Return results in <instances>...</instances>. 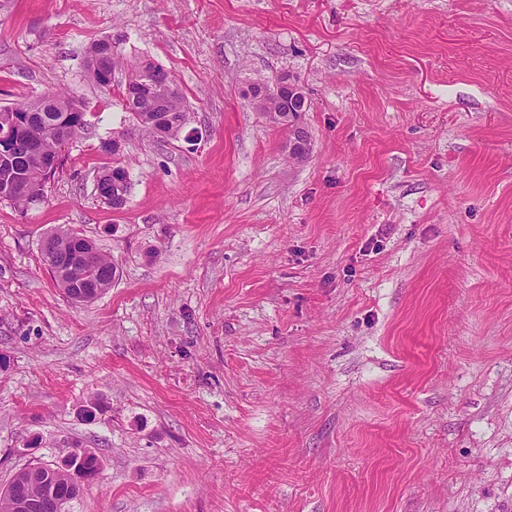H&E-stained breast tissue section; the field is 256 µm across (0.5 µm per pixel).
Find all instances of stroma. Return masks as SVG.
Instances as JSON below:
<instances>
[{
  "label": "stroma",
  "instance_id": "1",
  "mask_svg": "<svg viewBox=\"0 0 512 512\" xmlns=\"http://www.w3.org/2000/svg\"><path fill=\"white\" fill-rule=\"evenodd\" d=\"M100 39L175 75L177 136L89 78ZM283 73L301 161L245 94ZM49 91L87 126L0 201V484L77 445L69 512H512V0H0V107ZM59 227L99 299L44 266ZM130 188V178L124 160L121 158L112 159V180L106 176L100 184L96 185L98 196L104 201L112 200L113 206H120L127 200ZM90 252V263L86 276L77 274L68 278H60L59 269L62 267L69 273L82 269L85 263L83 253ZM41 256L44 265L53 274L57 284L63 288L67 296L75 302H90L98 298L112 286L117 268L112 258L100 252L92 241L71 229L58 228L47 234L41 242Z\"/></svg>",
  "mask_w": 512,
  "mask_h": 512
}]
</instances>
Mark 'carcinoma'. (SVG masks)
<instances>
[{
  "instance_id": "1",
  "label": "carcinoma",
  "mask_w": 512,
  "mask_h": 512,
  "mask_svg": "<svg viewBox=\"0 0 512 512\" xmlns=\"http://www.w3.org/2000/svg\"><path fill=\"white\" fill-rule=\"evenodd\" d=\"M122 66L124 62L116 55L103 58L91 56L87 61V70L94 80L97 79L98 68L109 67L114 70ZM129 79L134 81V85L142 87L140 94L134 96L133 102L126 105V108L135 115L143 131L152 137L157 136L153 122L158 121L162 124L165 137L177 135L186 124L187 112L185 97L180 88H175L171 95L166 93V87L173 79L172 73L153 62H141L130 66ZM37 102L46 111L48 121L31 126L25 137L15 144V154L20 156L16 167L21 177L16 192L4 197V200L23 209L45 199L41 167L35 158L27 154L28 141L41 140L60 147L75 138L86 125V120L80 115L66 112L72 98L65 94L52 92L39 97ZM263 110L272 123L292 129L291 141L296 145V158L304 157L308 151L307 136L298 126L299 114L288 111V99L270 96L266 98ZM129 188V172L124 160L112 159V177H106L96 185L98 196L119 206L127 200ZM77 251L90 252L86 276L77 274L60 278L59 269L64 260ZM41 256L57 284L71 300L79 303L93 301L103 294L112 286L117 272L110 256L100 252L92 241L71 229L58 228L47 234L41 242ZM97 461L98 456L91 453L81 460H74L68 468L55 471L49 479L55 486V494L51 498L44 496V484L32 481L26 469L17 472L13 482L21 485L30 498L42 500L41 512H66L68 503L77 497L75 487L78 486L81 471L93 469Z\"/></svg>"
}]
</instances>
